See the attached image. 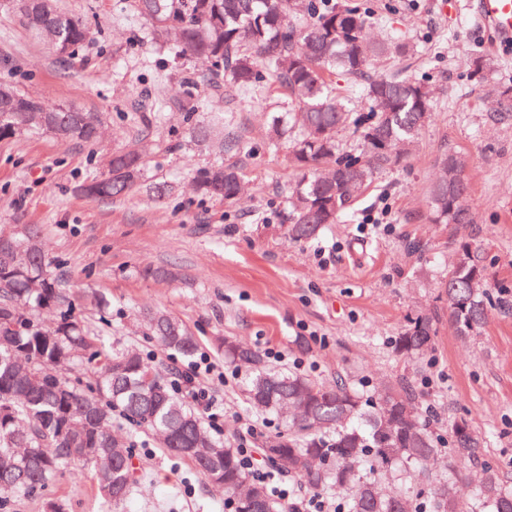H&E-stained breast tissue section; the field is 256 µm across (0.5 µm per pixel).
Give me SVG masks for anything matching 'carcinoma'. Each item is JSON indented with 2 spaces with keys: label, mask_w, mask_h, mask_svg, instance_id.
Segmentation results:
<instances>
[{
  "label": "carcinoma",
  "mask_w": 512,
  "mask_h": 512,
  "mask_svg": "<svg viewBox=\"0 0 512 512\" xmlns=\"http://www.w3.org/2000/svg\"><path fill=\"white\" fill-rule=\"evenodd\" d=\"M132 12L146 19L149 40L194 59L206 74L249 90L270 79L288 94V118L275 113L268 125L273 146L285 145L298 181L289 190L288 235L314 238L334 224L363 195L377 173L402 161L429 121L432 105L425 87L400 76L374 73L381 57L402 55L405 44H383L368 34L364 12L333 0H307L305 14L295 0H130ZM20 22L49 45L63 64L71 63L88 38L83 19L61 12L54 0H18ZM361 82L370 103L368 116L353 121L360 141L358 155H340L336 133L348 109L336 96V76ZM205 74L188 79L181 106L194 113L195 91ZM15 97L0 109V138L42 130L63 143L93 144L103 134L95 112L49 107L37 97L3 83L0 92ZM190 136L213 141L220 151L235 153L241 142L231 125L196 123ZM143 137L137 147L112 153L109 172L81 186L89 197L120 198L143 176V159L151 150ZM465 159L456 152L438 159L439 173L429 189L435 224H471L465 200L469 186L459 174ZM243 171L217 162L194 172L197 190L231 202L238 196ZM8 248L0 251V509L18 493H36L64 466H80L107 502L132 495L140 475L132 440L112 435V421L123 416L159 438L169 454L192 463L204 481L224 491L230 512H294L246 473L238 449L212 435L201 418L168 384L151 360L112 347L94 323L75 317L79 296L50 270L35 224L0 232ZM486 277L479 257L469 248L459 253L444 284L448 317L462 336L482 328L488 311ZM147 330L169 350L193 356L198 341L180 321L161 311L144 316ZM436 333L431 316L416 319L395 341L404 356L431 347ZM232 364L252 367L246 385L248 403L267 413L293 412L292 432L265 442L261 452L279 472L294 473L311 492L350 490L344 512H512V491L497 469L482 467L471 497L459 486L482 456L483 441L462 420L451 425L452 447L437 446L418 402L405 387L389 385L378 400L360 396L347 384L325 386L287 375L264 364L259 353L224 340ZM448 457L453 480L438 477L435 464ZM370 465L374 475H394L406 466L420 470L427 498L416 502L403 491L381 494L374 480L356 468ZM260 490L257 500L240 493L244 485Z\"/></svg>",
  "instance_id": "1"
}]
</instances>
